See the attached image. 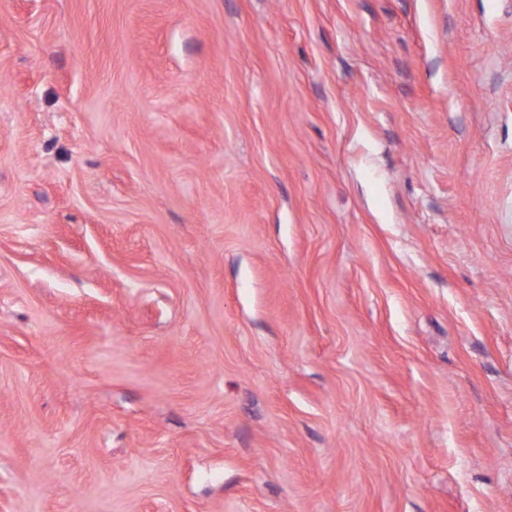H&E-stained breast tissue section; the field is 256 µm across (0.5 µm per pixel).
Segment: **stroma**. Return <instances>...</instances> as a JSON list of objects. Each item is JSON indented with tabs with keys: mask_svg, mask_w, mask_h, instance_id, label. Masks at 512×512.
<instances>
[{
	"mask_svg": "<svg viewBox=\"0 0 512 512\" xmlns=\"http://www.w3.org/2000/svg\"><path fill=\"white\" fill-rule=\"evenodd\" d=\"M0 512H512V0H0Z\"/></svg>",
	"mask_w": 512,
	"mask_h": 512,
	"instance_id": "1",
	"label": "stroma"
}]
</instances>
